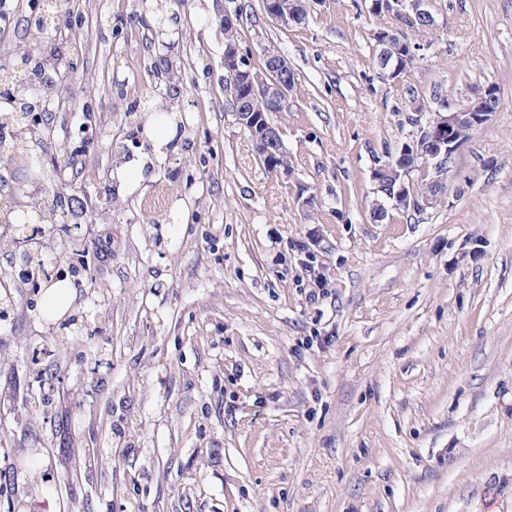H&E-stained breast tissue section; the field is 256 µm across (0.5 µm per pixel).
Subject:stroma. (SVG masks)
<instances>
[{"instance_id": "stroma-1", "label": "stroma", "mask_w": 512, "mask_h": 512, "mask_svg": "<svg viewBox=\"0 0 512 512\" xmlns=\"http://www.w3.org/2000/svg\"><path fill=\"white\" fill-rule=\"evenodd\" d=\"M73 36L48 39L88 81L52 90L47 163L77 159L83 255L60 225L44 257L80 264L77 318L40 320L30 291L0 321V512H512V0H432L433 28L400 81L377 66L390 17L369 0H315L302 24L259 0H72ZM240 47L284 55L296 87L271 113L294 168L257 160L229 111L225 11ZM176 69V99L155 64ZM500 89L457 155L446 199L373 219V172L427 111ZM178 116L166 156L136 138ZM146 161L133 193L112 172ZM318 236L324 297L300 262ZM63 392L35 406L30 358ZM42 423L30 434L31 416ZM59 477L40 495L18 461Z\"/></svg>"}]
</instances>
